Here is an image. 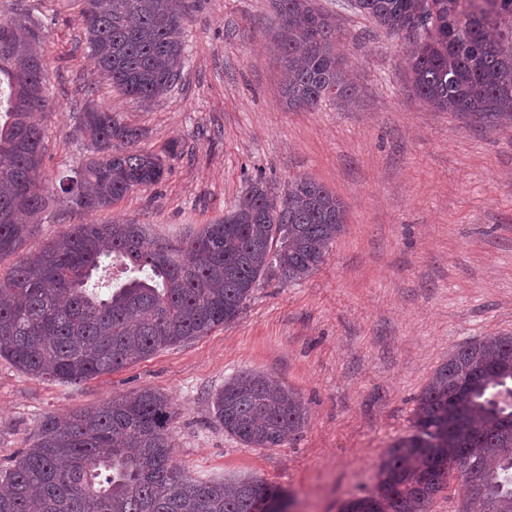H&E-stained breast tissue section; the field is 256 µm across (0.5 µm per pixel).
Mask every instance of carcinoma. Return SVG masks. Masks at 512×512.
<instances>
[{"instance_id": "cac0c4a2", "label": "carcinoma", "mask_w": 512, "mask_h": 512, "mask_svg": "<svg viewBox=\"0 0 512 512\" xmlns=\"http://www.w3.org/2000/svg\"><path fill=\"white\" fill-rule=\"evenodd\" d=\"M271 39L285 64L288 108L354 86L336 55V27L311 0H277ZM409 41L411 91L436 112H512V0H349ZM99 74L139 102L180 78L187 14L176 0H81ZM40 36L22 9L0 20V259L19 250L48 205L37 116L49 107ZM77 131L93 155L52 193L76 211H102L162 181L164 160L116 151L143 133L114 113L86 108ZM344 206L299 177L281 195L262 180L223 219L173 244L142 224H75L0 273V358L32 377L81 383L193 341L237 318L260 283L298 282L324 262ZM124 279L91 284L104 264ZM224 433L251 448H279L305 425L292 389L243 373L210 399ZM177 412L141 389L90 408L49 415L19 459L0 472V512H258L288 493L253 476L193 481L173 457ZM458 482V512H512V335L448 354L417 400L413 432L379 465L377 492L341 512H429Z\"/></svg>"}]
</instances>
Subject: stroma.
Returning <instances> with one entry per match:
<instances>
[{
	"mask_svg": "<svg viewBox=\"0 0 512 512\" xmlns=\"http://www.w3.org/2000/svg\"><path fill=\"white\" fill-rule=\"evenodd\" d=\"M183 3L181 78L144 105L97 72L77 0H23L46 61L47 178L91 156L76 131L88 104L143 129L139 148L165 163L159 184L109 209L50 203L26 249L112 221L174 242L223 218L258 178L276 194L299 176L322 184L345 205L344 230L309 277L266 281L234 321L116 372L51 382L0 358V469L46 416L147 388L177 410L174 458L189 476L252 474L293 494L296 512H339L375 493L382 457L411 434L417 399L449 353L512 334V115L486 121L425 106L409 89L407 40L347 0L316 5L335 21L353 104L288 109L270 39L275 0ZM246 371L292 388L307 407L283 447H248L212 415L210 395Z\"/></svg>",
	"mask_w": 512,
	"mask_h": 512,
	"instance_id": "35a3bbf8",
	"label": "stroma"
}]
</instances>
